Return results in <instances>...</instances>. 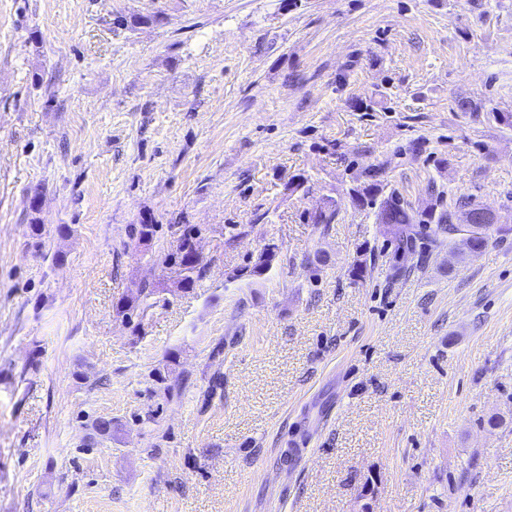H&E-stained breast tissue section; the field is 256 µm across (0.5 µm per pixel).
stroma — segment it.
Masks as SVG:
<instances>
[{
    "instance_id": "1",
    "label": "stroma",
    "mask_w": 512,
    "mask_h": 512,
    "mask_svg": "<svg viewBox=\"0 0 512 512\" xmlns=\"http://www.w3.org/2000/svg\"><path fill=\"white\" fill-rule=\"evenodd\" d=\"M466 97L512 0H0V512H512V235L393 279L349 197L512 207ZM195 237L191 231L184 232L181 236L175 252L165 256L167 265L177 267L180 279L177 282V288L189 290L193 287L196 280L202 277V272L197 268L194 261ZM155 293L154 288H147L146 286L138 288L135 293H131L130 296L118 302L116 306L118 313L131 319L140 305L147 302Z\"/></svg>"
}]
</instances>
